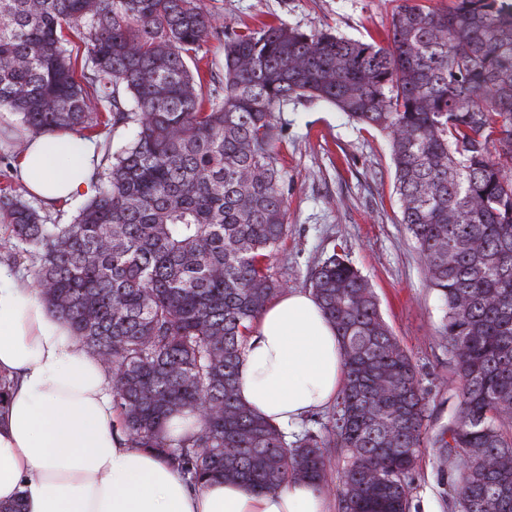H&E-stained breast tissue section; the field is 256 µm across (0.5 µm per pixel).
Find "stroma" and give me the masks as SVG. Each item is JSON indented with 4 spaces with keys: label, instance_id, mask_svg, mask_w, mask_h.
I'll return each instance as SVG.
<instances>
[{
    "label": "stroma",
    "instance_id": "1",
    "mask_svg": "<svg viewBox=\"0 0 512 512\" xmlns=\"http://www.w3.org/2000/svg\"><path fill=\"white\" fill-rule=\"evenodd\" d=\"M401 0H204L216 31L202 48L204 85L224 75V35L264 22L387 44ZM278 167L288 238L270 261L287 290L305 289L326 257L345 251L374 288L383 319L411 355L428 400V431L411 475L409 512H451L448 469L432 436L456 407L457 377L442 338L444 307L430 287L416 244L401 222L387 139L323 103H289L276 113Z\"/></svg>",
    "mask_w": 512,
    "mask_h": 512
}]
</instances>
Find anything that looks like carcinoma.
<instances>
[{
  "label": "carcinoma",
  "instance_id": "1",
  "mask_svg": "<svg viewBox=\"0 0 512 512\" xmlns=\"http://www.w3.org/2000/svg\"><path fill=\"white\" fill-rule=\"evenodd\" d=\"M214 29L202 0H0V112L33 135L137 125L105 148L102 186L69 224L1 183L0 249L30 262L40 299L102 362L130 445L189 487L322 492L333 446L342 512H408L428 400L347 255L309 276L344 350L330 434L289 441L236 390L253 323L283 290L269 268L288 236L274 113L335 106L389 141L402 223L443 302L452 510L512 512V0H403L386 47L284 23L233 31L220 96L189 66ZM174 417L192 423L175 434Z\"/></svg>",
  "mask_w": 512,
  "mask_h": 512
}]
</instances>
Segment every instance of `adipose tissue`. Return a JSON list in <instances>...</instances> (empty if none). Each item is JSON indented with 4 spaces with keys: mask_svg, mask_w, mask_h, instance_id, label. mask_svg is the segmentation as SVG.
<instances>
[{
    "mask_svg": "<svg viewBox=\"0 0 512 512\" xmlns=\"http://www.w3.org/2000/svg\"><path fill=\"white\" fill-rule=\"evenodd\" d=\"M90 144L41 134L19 154L26 188L54 205L95 193ZM0 375L13 379L0 414V502L21 512H326L296 480L265 494L216 480L199 491L115 426L97 358L34 288L0 266ZM345 382L336 328L315 297L286 293L256 320L238 372L240 400L282 430L332 404Z\"/></svg>",
    "mask_w": 512,
    "mask_h": 512,
    "instance_id": "adipose-tissue-1",
    "label": "adipose tissue"
}]
</instances>
